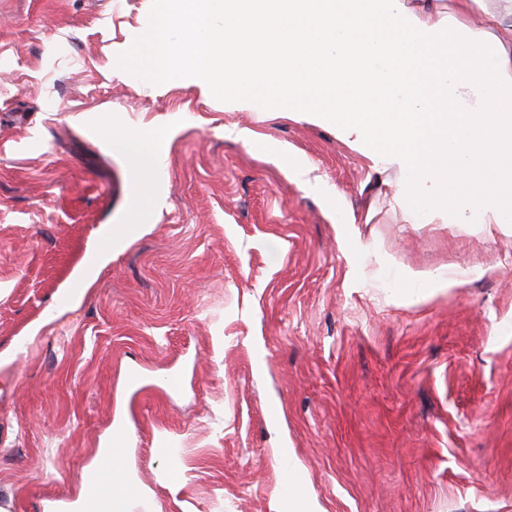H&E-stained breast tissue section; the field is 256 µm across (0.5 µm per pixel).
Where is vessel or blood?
<instances>
[{"label": "vessel or blood", "instance_id": "obj_1", "mask_svg": "<svg viewBox=\"0 0 512 512\" xmlns=\"http://www.w3.org/2000/svg\"><path fill=\"white\" fill-rule=\"evenodd\" d=\"M129 445L130 439L124 431L114 432L109 447L102 454L82 512H121L130 487L129 475L121 466L129 452Z\"/></svg>", "mask_w": 512, "mask_h": 512}]
</instances>
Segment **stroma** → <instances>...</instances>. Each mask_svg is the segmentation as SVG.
Instances as JSON below:
<instances>
[{"label":"stroma","mask_w":512,"mask_h":512,"mask_svg":"<svg viewBox=\"0 0 512 512\" xmlns=\"http://www.w3.org/2000/svg\"><path fill=\"white\" fill-rule=\"evenodd\" d=\"M169 6L0 0V512H77L119 427L125 512H512V227L410 223L333 128L145 81ZM154 137L141 135L135 132H124L118 139V143L130 156H132L145 171H149L152 165Z\"/></svg>","instance_id":"1"}]
</instances>
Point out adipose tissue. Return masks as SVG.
Returning a JSON list of instances; mask_svg holds the SVG:
<instances>
[{
	"mask_svg": "<svg viewBox=\"0 0 512 512\" xmlns=\"http://www.w3.org/2000/svg\"><path fill=\"white\" fill-rule=\"evenodd\" d=\"M131 54L334 127L455 223L512 224V0H171Z\"/></svg>",
	"mask_w": 512,
	"mask_h": 512,
	"instance_id": "1",
	"label": "adipose tissue"
}]
</instances>
